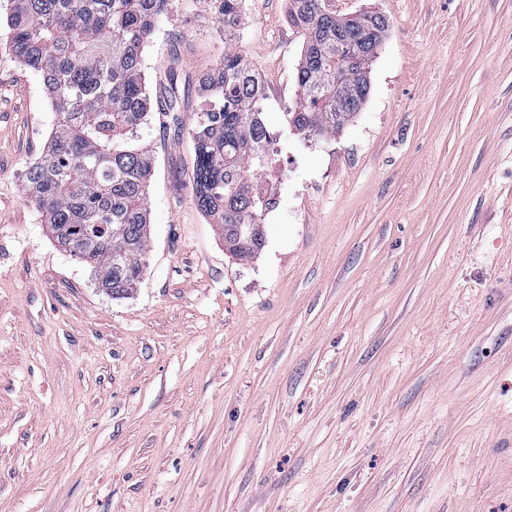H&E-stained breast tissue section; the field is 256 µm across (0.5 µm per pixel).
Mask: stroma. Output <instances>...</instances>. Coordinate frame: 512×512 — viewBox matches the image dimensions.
<instances>
[{
  "label": "stroma",
  "instance_id": "stroma-1",
  "mask_svg": "<svg viewBox=\"0 0 512 512\" xmlns=\"http://www.w3.org/2000/svg\"><path fill=\"white\" fill-rule=\"evenodd\" d=\"M389 31L343 130L307 140L288 0L234 46L280 136L265 246L193 197L217 0H170L143 51L150 239L115 299L24 192L56 114L0 25V512H512V0H326Z\"/></svg>",
  "mask_w": 512,
  "mask_h": 512
}]
</instances>
